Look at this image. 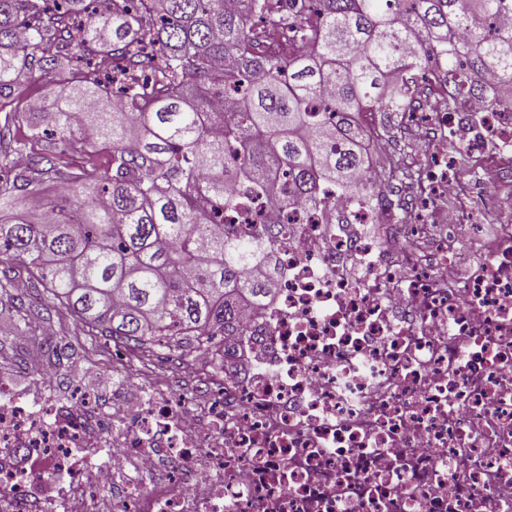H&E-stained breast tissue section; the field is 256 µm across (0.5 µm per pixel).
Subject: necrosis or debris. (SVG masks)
Returning a JSON list of instances; mask_svg holds the SVG:
<instances>
[{
	"mask_svg": "<svg viewBox=\"0 0 512 512\" xmlns=\"http://www.w3.org/2000/svg\"><path fill=\"white\" fill-rule=\"evenodd\" d=\"M428 78L438 132H416L437 160L432 199L457 190L453 149L483 165L512 153V112L449 109L442 64ZM283 217L273 296L241 306L231 338L245 370L199 391L207 413L153 390L92 432L44 399L46 375L22 396L0 381V512L64 498L75 512H512V225L476 257L431 241L421 264L395 210L345 191ZM131 462L166 469L172 492L134 484L94 504Z\"/></svg>",
	"mask_w": 512,
	"mask_h": 512,
	"instance_id": "obj_1",
	"label": "necrosis or debris"
}]
</instances>
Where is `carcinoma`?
I'll return each mask as SVG.
<instances>
[{
    "label": "carcinoma",
    "mask_w": 512,
    "mask_h": 512,
    "mask_svg": "<svg viewBox=\"0 0 512 512\" xmlns=\"http://www.w3.org/2000/svg\"><path fill=\"white\" fill-rule=\"evenodd\" d=\"M512 0H0V100L55 75L71 84L0 121V306L26 336L69 314L89 336L145 354L237 332L239 304L268 293L290 229L224 218L259 196L322 204L335 186L378 199L363 112L415 111V76L440 61L457 94L512 110ZM100 56L112 73L96 69ZM405 83L389 89L393 75ZM497 86L489 88L484 77ZM108 152L101 170L95 153ZM61 192L37 222L16 214L42 182ZM44 292L52 306L36 305ZM55 371L67 346L43 343Z\"/></svg>",
    "instance_id": "1"
}]
</instances>
